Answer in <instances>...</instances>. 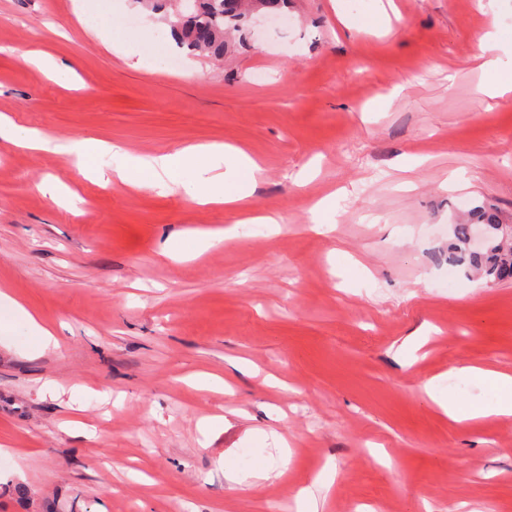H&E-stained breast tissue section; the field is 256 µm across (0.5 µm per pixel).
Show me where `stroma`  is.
<instances>
[{"mask_svg": "<svg viewBox=\"0 0 512 512\" xmlns=\"http://www.w3.org/2000/svg\"><path fill=\"white\" fill-rule=\"evenodd\" d=\"M103 2L104 45L76 0H0V114L50 141L0 140V290L60 341L32 353L17 323L0 338V512H296L328 464L321 512H512V420L454 423L425 391L461 362L512 374V280L448 262L474 210L512 224V94L488 96L477 59L494 29L512 65V0H394L380 35L342 24L379 0H291L285 25L252 16L220 63L133 0ZM37 54L73 69L68 85ZM77 138L237 145L265 181L240 209L104 187L67 153ZM342 187L334 231L311 232V203ZM232 227L198 256L185 237ZM200 370L230 392L188 384ZM263 463L259 485L227 476Z\"/></svg>", "mask_w": 512, "mask_h": 512, "instance_id": "stroma-1", "label": "stroma"}]
</instances>
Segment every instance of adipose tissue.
Masks as SVG:
<instances>
[{"mask_svg":"<svg viewBox=\"0 0 512 512\" xmlns=\"http://www.w3.org/2000/svg\"><path fill=\"white\" fill-rule=\"evenodd\" d=\"M68 150L80 160L108 154L120 157V164L112 172L97 169L95 178L99 182H106L107 178L113 177L133 187L142 186L146 181L163 190L177 186L197 196L203 204L229 205L251 196L261 173L258 163L246 152L216 142L148 157L135 156L124 152L119 145L92 139L71 142ZM0 314L22 323L31 335L36 336L37 351L57 347L58 340L53 331L42 325L36 315L23 304L3 291H0ZM448 375L490 385L498 393L494 404L463 408L448 389L438 385L429 388L431 400L448 419L461 422L491 415L512 418V376L472 364L453 367Z\"/></svg>","mask_w":512,"mask_h":512,"instance_id":"ef3b65f1","label":"adipose tissue"}]
</instances>
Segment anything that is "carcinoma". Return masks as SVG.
Instances as JSON below:
<instances>
[{"label":"carcinoma","instance_id":"1","mask_svg":"<svg viewBox=\"0 0 512 512\" xmlns=\"http://www.w3.org/2000/svg\"><path fill=\"white\" fill-rule=\"evenodd\" d=\"M287 6L288 0H179L178 7L166 19L180 44L221 61L229 51L226 34L244 32L251 11L276 13ZM479 218L488 229L487 250L479 254L469 252L472 225L456 224L448 244V259L481 270L495 281L512 279V240L504 238L495 214L483 211Z\"/></svg>","mask_w":512,"mask_h":512}]
</instances>
